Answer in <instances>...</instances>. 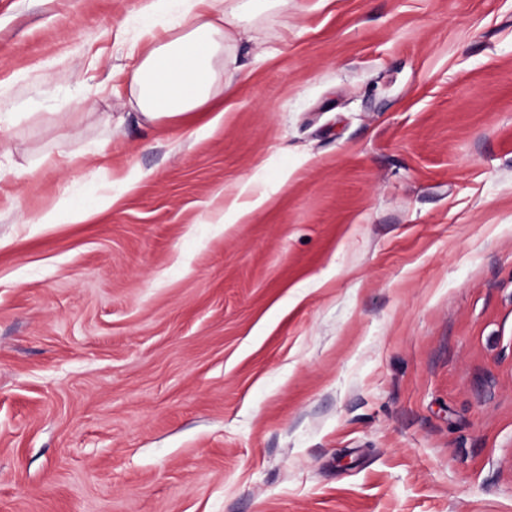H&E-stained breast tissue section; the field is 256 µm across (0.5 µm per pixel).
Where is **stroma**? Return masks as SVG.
I'll return each instance as SVG.
<instances>
[{"label": "stroma", "instance_id": "1", "mask_svg": "<svg viewBox=\"0 0 512 512\" xmlns=\"http://www.w3.org/2000/svg\"><path fill=\"white\" fill-rule=\"evenodd\" d=\"M143 5L0 0V512H512V0H289L164 128ZM85 210L84 206L78 204H70L69 209L57 204L31 223L32 225L74 223L82 218L84 215L82 212Z\"/></svg>", "mask_w": 512, "mask_h": 512}]
</instances>
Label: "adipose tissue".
Wrapping results in <instances>:
<instances>
[{"instance_id":"ef3b65f1","label":"adipose tissue","mask_w":512,"mask_h":512,"mask_svg":"<svg viewBox=\"0 0 512 512\" xmlns=\"http://www.w3.org/2000/svg\"><path fill=\"white\" fill-rule=\"evenodd\" d=\"M288 0H147L148 15L168 17L162 30L131 41L135 65L124 74L130 105L154 126L205 110L232 88L224 57L248 23L287 7Z\"/></svg>"}]
</instances>
